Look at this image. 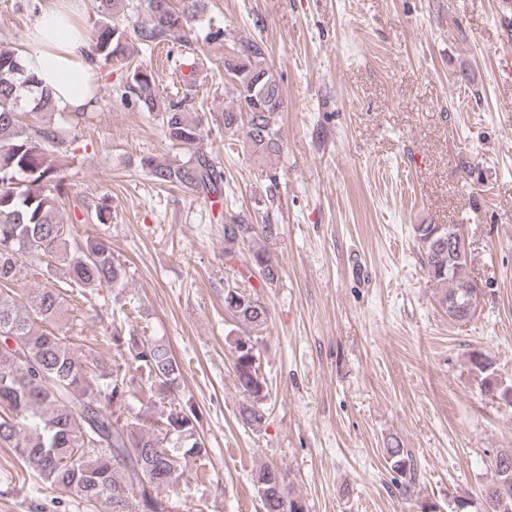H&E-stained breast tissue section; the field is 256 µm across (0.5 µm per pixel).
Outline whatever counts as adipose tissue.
<instances>
[{
  "label": "adipose tissue",
  "instance_id": "obj_1",
  "mask_svg": "<svg viewBox=\"0 0 512 512\" xmlns=\"http://www.w3.org/2000/svg\"><path fill=\"white\" fill-rule=\"evenodd\" d=\"M88 51L85 36L61 14L58 0H49L26 38L22 58L27 71L51 92L58 109L83 112L92 78Z\"/></svg>",
  "mask_w": 512,
  "mask_h": 512
}]
</instances>
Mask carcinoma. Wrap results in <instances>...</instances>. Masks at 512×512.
<instances>
[{"mask_svg":"<svg viewBox=\"0 0 512 512\" xmlns=\"http://www.w3.org/2000/svg\"><path fill=\"white\" fill-rule=\"evenodd\" d=\"M149 24L136 28L149 44L175 39L198 14L199 0H146ZM91 58L128 65V92L147 112H163L169 142L190 154L189 161L141 159L145 175L191 195L222 196L223 173L202 147V121L190 119L182 103L161 108L151 70L131 65L127 24L118 17L130 9L127 0H94ZM237 86L236 104L224 109V132L243 131L255 160L266 162L281 152L275 118L285 107L279 76L268 65L263 44L248 41L228 64ZM26 71L18 49L0 42V446L14 450L23 470L42 482L61 487L105 512H168L171 495L181 493L186 462L204 463L210 448L198 431V415L179 400L182 368L170 349L147 336L112 323L109 341L118 360L108 365L89 352L78 355L67 336L66 293L81 296L104 285H124V266L107 240L78 237L61 221L65 197L57 159L48 147L61 145V132L35 129L22 121L26 108L54 110L51 94L38 88ZM456 224H416L413 232L428 278L438 290V303L453 322L468 318L470 254L448 253V237ZM275 225L261 227L241 215L224 221V256L260 277L270 288L279 280V266L266 245ZM28 258L40 262L39 288H20ZM224 310L238 323L261 329L269 309L256 293L224 289ZM233 367L245 402L239 409L243 426L264 422L268 395L250 336L234 340ZM470 371L481 395L512 406V380L498 374L493 359L474 349ZM158 396V407L116 413L139 391ZM385 461L397 475L398 490L410 491L416 479L411 452L399 445L384 449ZM495 479L484 486L485 512H512V449L497 455ZM263 512H304L303 504L277 468L263 466L252 474Z\"/></svg>","mask_w":512,"mask_h":512,"instance_id":"1","label":"carcinoma"}]
</instances>
